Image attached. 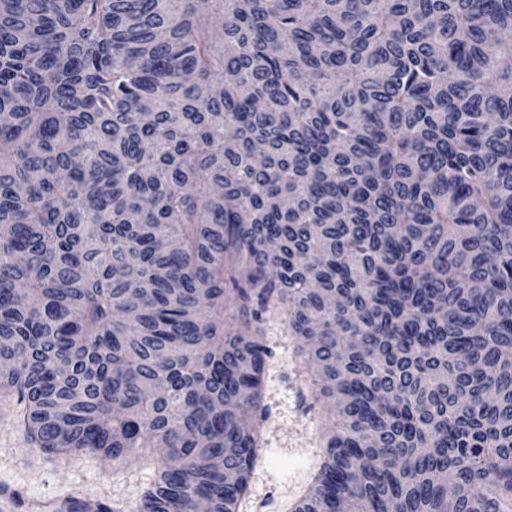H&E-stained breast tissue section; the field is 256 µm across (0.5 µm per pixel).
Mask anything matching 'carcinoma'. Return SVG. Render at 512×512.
I'll return each mask as SVG.
<instances>
[{
  "label": "carcinoma",
  "mask_w": 512,
  "mask_h": 512,
  "mask_svg": "<svg viewBox=\"0 0 512 512\" xmlns=\"http://www.w3.org/2000/svg\"><path fill=\"white\" fill-rule=\"evenodd\" d=\"M329 410L292 512H512V0H0V406L240 512L264 322Z\"/></svg>",
  "instance_id": "cac0c4a2"
}]
</instances>
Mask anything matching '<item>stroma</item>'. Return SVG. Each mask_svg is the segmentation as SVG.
Here are the masks:
<instances>
[{"instance_id": "1", "label": "stroma", "mask_w": 512, "mask_h": 512, "mask_svg": "<svg viewBox=\"0 0 512 512\" xmlns=\"http://www.w3.org/2000/svg\"><path fill=\"white\" fill-rule=\"evenodd\" d=\"M270 350L264 403V448L249 480L243 512H290L318 467L323 450L322 417L311 374L298 344L282 322L269 319ZM155 471L144 457L121 468L95 455L57 457L31 452L9 417L0 416V491L14 492L22 512H47L58 499L73 495L104 503L112 512H129L153 482Z\"/></svg>"}]
</instances>
